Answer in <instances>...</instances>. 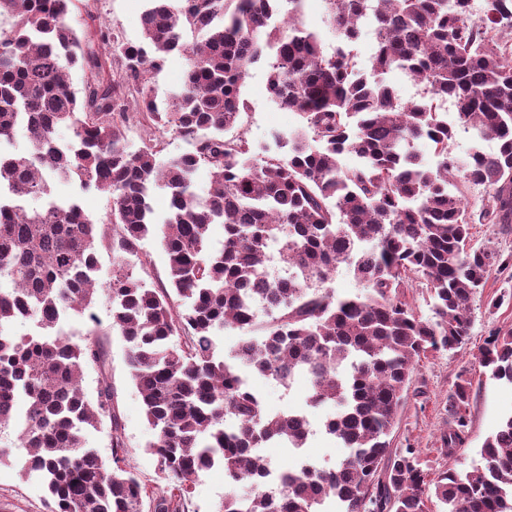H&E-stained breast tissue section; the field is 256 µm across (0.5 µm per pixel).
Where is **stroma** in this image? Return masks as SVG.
<instances>
[{
  "instance_id": "stroma-1",
  "label": "stroma",
  "mask_w": 512,
  "mask_h": 512,
  "mask_svg": "<svg viewBox=\"0 0 512 512\" xmlns=\"http://www.w3.org/2000/svg\"><path fill=\"white\" fill-rule=\"evenodd\" d=\"M147 0H75L69 20L79 31L106 27L120 40L136 41L142 34L141 16ZM269 66L267 60L253 64L242 86L248 108L242 112L233 132L245 136L254 147V163L262 165L268 157L281 154L272 140L275 132L291 133L302 127V117L274 104L267 92ZM505 281L503 273L489 277L482 292L471 302L472 324L467 345L453 352L428 354L419 360L405 395L398 422L391 434L395 448H416L419 461L430 477H438L449 469L469 470L479 464L484 441L494 434L507 414L512 413V384L484 375L476 354L489 332L512 327V302L494 306ZM111 307L105 296H98L90 314L75 315L67 320L64 330L73 341H80L89 328L105 333L108 362L105 368L86 366L82 388L87 397H95L102 377H109L122 422L124 463L136 472L148 487L158 484L156 460L146 450L153 437L144 413L141 396L130 377L126 363L125 344L120 336L111 334ZM470 377L473 383L470 423L465 443L454 455L441 450V436L448 429V389L458 376ZM249 383L261 396L268 412H304L312 431L301 452H293L283 444L271 442L263 450L273 467L297 465L300 460L333 465L345 458L347 451L327 436L322 426L336 412L330 405L312 406L306 397L310 382L306 375H297L290 387L263 376H249ZM248 495L249 485L230 486L223 468L217 467L196 482L186 505V512H214L227 493ZM44 492L32 478H24L19 464H0V512H46Z\"/></svg>"
}]
</instances>
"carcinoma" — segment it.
Listing matches in <instances>:
<instances>
[{
  "label": "carcinoma",
  "instance_id": "carcinoma-1",
  "mask_svg": "<svg viewBox=\"0 0 512 512\" xmlns=\"http://www.w3.org/2000/svg\"><path fill=\"white\" fill-rule=\"evenodd\" d=\"M148 0L142 39L121 42L112 57L95 45L114 40L99 28L78 35L68 22L72 0H0V143L25 130L32 156L0 152V428L13 427L37 476L48 512H183L186 496L214 465L252 493L224 496L216 512H425L429 492L444 512H512V413L481 450L482 465L450 469L429 489L413 448H390L414 360L465 345L470 303L494 271L512 262L470 245L471 225L512 226V0H326L344 47L324 51L304 28L303 0ZM373 25L371 71L356 68L354 45ZM204 39L189 42L187 33ZM271 53L269 92L300 114L306 127L287 138L288 153L252 165L253 147L225 137L247 109L240 87L249 68ZM174 54L185 57L183 85L165 105L149 76ZM90 74L82 95L69 71ZM399 70L424 85L404 103L383 75ZM449 99L460 126L497 151L454 156V132L439 112ZM136 104L148 126L192 141L191 153L160 160V142L130 152L124 129ZM72 130L61 149L58 127ZM411 142L430 144L427 164ZM359 159L345 169L343 154ZM202 166L212 181L193 189ZM76 179L83 191H108L110 246L119 264L98 278V223L77 200H27L50 195V180ZM482 186L476 207L466 192ZM169 196L156 221L151 195ZM224 245L206 243L213 225ZM162 247L168 285L154 287L126 267L148 263L143 240ZM278 248L286 277H267V254ZM345 263L359 291L338 296L324 284ZM420 279L433 316L404 300ZM112 306L111 329L127 343L131 378L153 431L155 457L167 491L148 490L119 465L124 447L112 383L87 398L84 368H104L96 329L79 342L58 335L59 314L81 315L99 294ZM20 318L35 331L16 336ZM241 333L228 356L217 352L224 329ZM477 359L491 376L512 384V328L491 332ZM252 370L283 386L307 373L311 405L333 404L327 435L348 455L335 467H286L282 487L260 473L269 461L252 450L270 441L303 448L308 419L271 414L247 387ZM472 382L448 391L451 422L442 438L452 455L465 441ZM24 398V406L17 404ZM112 431L111 467L85 432L104 421Z\"/></svg>",
  "mask_w": 512,
  "mask_h": 512
}]
</instances>
